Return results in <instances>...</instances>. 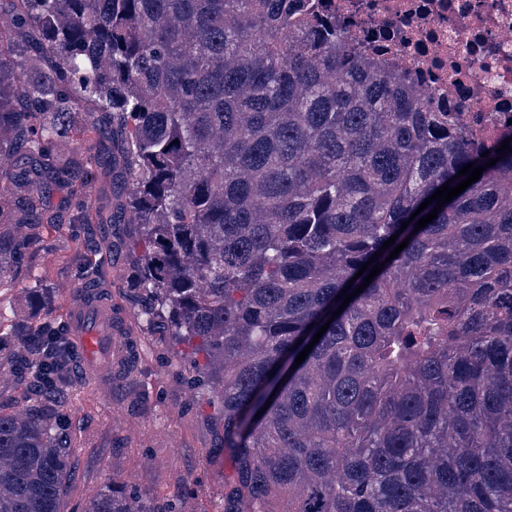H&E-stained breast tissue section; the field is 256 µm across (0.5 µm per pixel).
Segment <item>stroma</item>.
<instances>
[{
    "label": "stroma",
    "instance_id": "obj_1",
    "mask_svg": "<svg viewBox=\"0 0 512 512\" xmlns=\"http://www.w3.org/2000/svg\"><path fill=\"white\" fill-rule=\"evenodd\" d=\"M39 243L11 279L0 282V333L19 325L65 323L63 283L90 273L112 293L123 361L87 380L69 370L63 404L71 442V487L61 512H81L108 488H133L153 502L181 500L185 512H224L222 431L212 410L179 377L183 360L165 338L137 321L126 294L130 244L103 224H43Z\"/></svg>",
    "mask_w": 512,
    "mask_h": 512
}]
</instances>
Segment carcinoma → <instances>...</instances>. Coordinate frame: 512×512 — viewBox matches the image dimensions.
Wrapping results in <instances>:
<instances>
[{
	"label": "carcinoma",
	"mask_w": 512,
	"mask_h": 512,
	"mask_svg": "<svg viewBox=\"0 0 512 512\" xmlns=\"http://www.w3.org/2000/svg\"><path fill=\"white\" fill-rule=\"evenodd\" d=\"M6 2L0 214L56 224L53 187L124 181L105 223L133 227L141 323L220 407L224 512H512V140L501 157L429 111L319 0ZM497 157L414 231L426 198ZM36 245L0 233V281ZM368 261L382 270L333 316ZM20 345L0 369L37 391L0 412V512H60L65 332ZM171 509L112 488L84 512Z\"/></svg>",
	"instance_id": "cac0c4a2"
}]
</instances>
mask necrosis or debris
Returning a JSON list of instances; mask_svg holds the SVG:
<instances>
[{
	"label": "necrosis or debris",
	"instance_id": "1",
	"mask_svg": "<svg viewBox=\"0 0 512 512\" xmlns=\"http://www.w3.org/2000/svg\"><path fill=\"white\" fill-rule=\"evenodd\" d=\"M358 49L459 113L479 140L512 127V0H325Z\"/></svg>",
	"mask_w": 512,
	"mask_h": 512
}]
</instances>
